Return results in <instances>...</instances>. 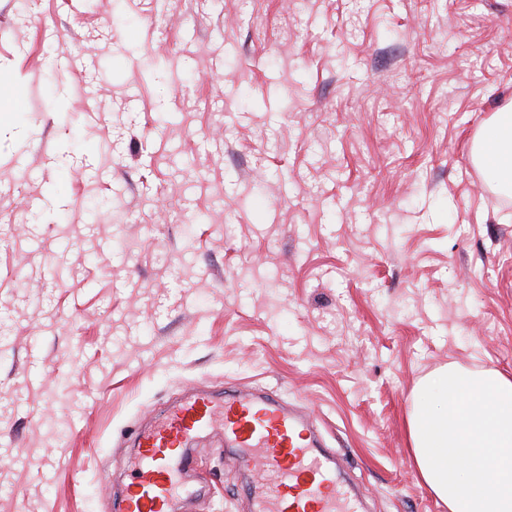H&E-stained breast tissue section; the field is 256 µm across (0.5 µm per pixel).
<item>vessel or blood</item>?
<instances>
[{"instance_id":"obj_1","label":"vessel or blood","mask_w":512,"mask_h":512,"mask_svg":"<svg viewBox=\"0 0 512 512\" xmlns=\"http://www.w3.org/2000/svg\"><path fill=\"white\" fill-rule=\"evenodd\" d=\"M313 429L309 413L268 395L192 394L138 435L119 512H173L195 468L190 448L207 432L232 447L239 467L258 471L247 488L252 512H362L336 470L334 450L315 444Z\"/></svg>"}]
</instances>
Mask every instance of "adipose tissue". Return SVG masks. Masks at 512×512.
Instances as JSON below:
<instances>
[{"instance_id":"ef3b65f1","label":"adipose tissue","mask_w":512,"mask_h":512,"mask_svg":"<svg viewBox=\"0 0 512 512\" xmlns=\"http://www.w3.org/2000/svg\"><path fill=\"white\" fill-rule=\"evenodd\" d=\"M475 158L502 186L512 185V113H496L484 128Z\"/></svg>"}]
</instances>
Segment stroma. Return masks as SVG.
Listing matches in <instances>:
<instances>
[{
  "mask_svg": "<svg viewBox=\"0 0 512 512\" xmlns=\"http://www.w3.org/2000/svg\"><path fill=\"white\" fill-rule=\"evenodd\" d=\"M0 75V512H114L192 388L312 413L368 512H448L407 420L512 375V194L472 155L512 0H0ZM193 453L182 512H251Z\"/></svg>",
  "mask_w": 512,
  "mask_h": 512,
  "instance_id": "35a3bbf8",
  "label": "stroma"
}]
</instances>
